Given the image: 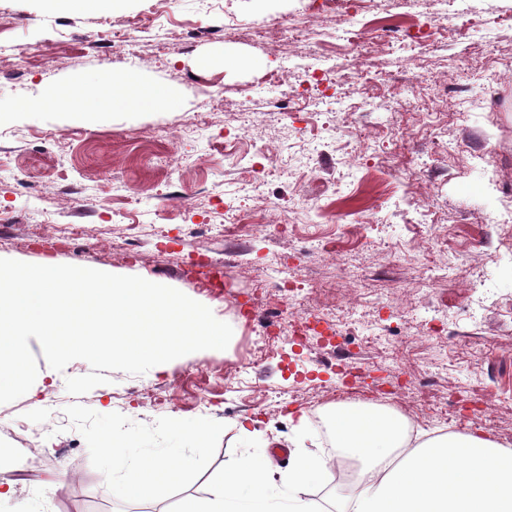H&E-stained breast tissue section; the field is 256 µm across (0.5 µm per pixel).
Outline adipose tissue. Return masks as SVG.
Returning a JSON list of instances; mask_svg holds the SVG:
<instances>
[{"mask_svg":"<svg viewBox=\"0 0 512 512\" xmlns=\"http://www.w3.org/2000/svg\"><path fill=\"white\" fill-rule=\"evenodd\" d=\"M45 93L38 109L87 113L120 110L129 104L152 111L172 108L171 89L129 72ZM337 448L356 468L351 495L338 498L335 512H512V448L475 435H449L405 450L407 425L390 411L339 404L330 411ZM112 461L121 473L118 493L138 502L154 500L189 469L165 456L131 457L123 440L112 442ZM324 477L316 456L298 450L287 470L274 472L266 457L246 455L225 469L207 497L184 503L181 512H323L301 495Z\"/></svg>","mask_w":512,"mask_h":512,"instance_id":"obj_1","label":"adipose tissue"}]
</instances>
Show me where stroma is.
Wrapping results in <instances>:
<instances>
[{"label":"stroma","instance_id":"1","mask_svg":"<svg viewBox=\"0 0 512 512\" xmlns=\"http://www.w3.org/2000/svg\"><path fill=\"white\" fill-rule=\"evenodd\" d=\"M155 0L52 11L43 0H0V258L138 275L206 305L234 335L227 349L195 352L153 374L110 372L74 396L67 378L82 360L50 368L37 340L38 375L0 404V470L16 480L7 512H133L117 495L106 435L131 438L136 454L181 452L188 479L150 503L179 512L206 496L244 453L297 449L290 417H305L306 449L330 463L315 415L333 407L343 378L319 336L259 343L249 309L324 311L347 328L359 376L386 409L420 412L419 432L453 433L445 412L467 415L466 433L512 448V0H336L316 19L314 0H173L165 36L113 33ZM458 12L477 26L432 46L414 34ZM279 23L281 40L255 41L245 27ZM386 31L364 53L370 80L321 82L314 69L356 56L350 28ZM225 56L226 67L202 58ZM134 69L170 84L178 109L85 115L36 103L51 87ZM278 69L285 80L264 81ZM291 115H283L284 106ZM247 141L224 155L229 133ZM290 217L282 234L240 224L224 239V207ZM80 235L63 246L59 230ZM447 268L424 271L432 236ZM336 241L335 254L318 245ZM302 284L295 297L256 296L270 267ZM495 406L483 421L472 396ZM212 423L203 448L169 430L170 418ZM257 432L244 447L238 427ZM65 474L44 498L39 481Z\"/></svg>","mask_w":512,"mask_h":512}]
</instances>
